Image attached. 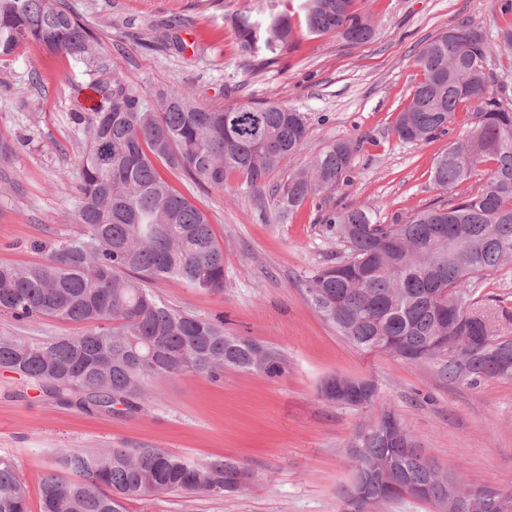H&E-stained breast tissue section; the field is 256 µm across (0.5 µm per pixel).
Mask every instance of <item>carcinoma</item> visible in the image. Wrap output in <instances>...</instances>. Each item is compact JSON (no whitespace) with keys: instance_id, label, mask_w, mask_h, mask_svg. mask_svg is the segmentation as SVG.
I'll return each mask as SVG.
<instances>
[{"instance_id":"obj_1","label":"carcinoma","mask_w":512,"mask_h":512,"mask_svg":"<svg viewBox=\"0 0 512 512\" xmlns=\"http://www.w3.org/2000/svg\"><path fill=\"white\" fill-rule=\"evenodd\" d=\"M267 8L264 22L248 14L235 19L242 52L262 67L295 37L292 16L278 9V0ZM302 8L313 35L334 32L354 44L374 36L354 0H304ZM182 25L171 20L154 42L185 51L186 44L170 34ZM26 41L56 56L94 54L92 36L62 0H0V56ZM495 51L512 54V24L494 39L468 24L440 32L419 50L422 79L393 125L401 141H428L447 132L458 105L469 103L470 134L448 146L433 179L452 190L489 163L485 182L401 224H380L369 209L333 213L327 224L346 251L305 283L314 308L358 350L428 365L442 380L468 387L512 380V355L476 349V337L494 329L477 310L472 289L512 262V101L506 90L490 88L486 62ZM90 88L97 100L77 113L88 136L78 187L82 232L50 246L34 242L43 253L36 265L0 264V312L19 322L83 324L85 332L0 336V369L60 403L118 416L140 412L147 383L158 377L217 378L227 368L273 379L288 374L280 350L227 332L222 315L174 309L147 284L170 278L224 293V249L206 216L159 175L154 159L217 191L231 173L255 187L301 148V113L277 103L207 108L172 87L148 94L115 69L99 73ZM355 151L351 142H332L310 169L288 175L275 188L281 216L346 181ZM437 336L463 340L442 354L429 347ZM361 383L350 384L359 407L375 405V384ZM352 447L363 480L347 501L349 512L400 500L399 489L409 483L423 488L424 500L448 496L439 467L414 449L393 445L379 423L364 425ZM58 464L42 480L40 512H126L127 501L173 492L222 496L248 477L231 459L200 464L159 448L64 450ZM460 494L469 512H512L488 490L463 488ZM0 512H31L8 456H0Z\"/></svg>"}]
</instances>
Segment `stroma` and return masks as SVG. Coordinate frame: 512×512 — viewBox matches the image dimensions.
Here are the masks:
<instances>
[{"label":"stroma","mask_w":512,"mask_h":512,"mask_svg":"<svg viewBox=\"0 0 512 512\" xmlns=\"http://www.w3.org/2000/svg\"><path fill=\"white\" fill-rule=\"evenodd\" d=\"M65 2L91 33L98 62L143 91L177 87L212 108L284 104L303 114L307 136L261 188L233 173L218 192L156 165L206 215L224 249V292L174 279L154 281V292L179 310L224 314L231 332L281 350L287 375L228 369L217 380L161 377L149 383L140 413L115 416L60 404L18 375L0 372V455L14 459L32 512L60 449L144 447L195 462L233 458L249 477L221 497L151 496L126 502L127 512H346L355 471L349 445L386 410L419 452L462 486L512 491V381L453 385L425 365L360 352L305 292L309 273L345 250L325 222L328 213L372 208L379 223L389 224L451 200L434 182L433 168L449 144L467 136V104H459L447 134L426 142L400 141L392 126L422 78L419 49L462 22L487 33L512 23L497 0H356L374 25L371 41L353 44L300 27L279 61L261 68L241 54L234 19L263 15L265 0ZM176 16L186 22L180 33L186 51L150 47L155 29ZM89 79L84 61L56 57L33 42L0 57V138L14 147L0 162V264L38 263L42 255L32 242L54 243L82 229L77 187L87 134L75 101ZM337 140L358 145L345 183L281 217L274 187ZM475 297L481 309L508 311L496 328L512 334V263L476 283ZM82 331L58 319L23 323L0 313V336L47 339ZM331 375L372 380L375 405L328 403L320 387Z\"/></svg>","instance_id":"35a3bbf8"}]
</instances>
